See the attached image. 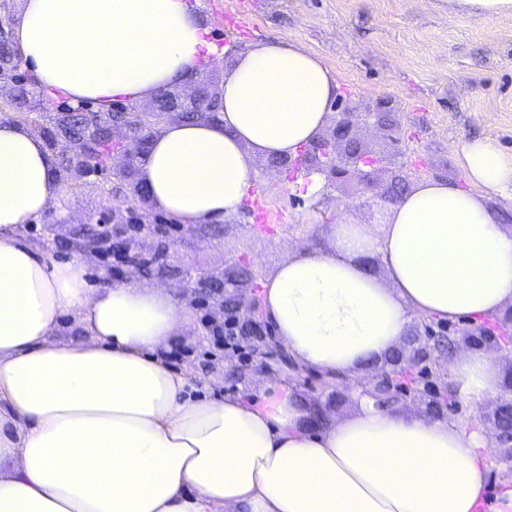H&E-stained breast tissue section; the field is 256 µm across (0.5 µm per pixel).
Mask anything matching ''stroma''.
<instances>
[{
    "mask_svg": "<svg viewBox=\"0 0 512 512\" xmlns=\"http://www.w3.org/2000/svg\"><path fill=\"white\" fill-rule=\"evenodd\" d=\"M187 2L210 23V40L224 50L221 63L202 67L199 81L223 79L225 66L255 43L298 42L335 73L334 112H387L396 121L392 130L371 124L355 130L376 166L361 172L337 146L344 175L323 174L321 193L310 196L307 170L283 171L254 156L250 196L238 215L187 228L138 199L135 158L142 146L135 133L116 128L112 140L129 148V156L63 171L67 193L23 234L51 258L80 257L93 286L133 278L175 287L187 326L167 349L170 366L204 375L210 397L254 395L266 380V366L250 356L248 345L227 348L213 334L224 324L227 302L258 301L263 279L287 260L291 247H325L329 225L368 224L381 232L390 187L417 182L409 161H419L428 177L463 188L457 155L462 141L488 136L512 152V15L479 23L450 10L448 0H248L249 24L240 28L211 24L205 0ZM275 178L281 186L272 193L267 184ZM255 195L268 211L282 214V222H258ZM245 269L247 281L241 278ZM433 328L460 347L490 332L480 349L492 357L501 380L512 378V351L500 340L498 318L437 322ZM290 382L306 406L319 404L338 415L358 407L346 384L309 371ZM501 400L497 394L475 408L459 401L447 417L475 422L497 453L494 415Z\"/></svg>",
    "mask_w": 512,
    "mask_h": 512,
    "instance_id": "35a3bbf8",
    "label": "stroma"
}]
</instances>
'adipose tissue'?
<instances>
[{"label": "adipose tissue", "mask_w": 512, "mask_h": 512, "mask_svg": "<svg viewBox=\"0 0 512 512\" xmlns=\"http://www.w3.org/2000/svg\"><path fill=\"white\" fill-rule=\"evenodd\" d=\"M208 33L186 0H24L12 39L37 86L106 111L221 61ZM337 89L296 43L253 45L224 75L217 120L169 121L139 155L147 202L189 226L237 214L251 155L315 141ZM457 152L468 188L422 181L382 233L331 225L327 248L292 247L263 280L262 316L299 366L370 371L412 316L472 321L512 303V231L488 205L512 202V154L488 137ZM66 191L54 153L0 117V512H512V483L486 497L474 424L365 395L317 424L279 377L256 397L201 393L203 378L164 360L186 321L171 291L93 287L79 258L46 259L23 238ZM448 368L474 406L501 385L476 349H456Z\"/></svg>", "instance_id": "obj_1"}]
</instances>
